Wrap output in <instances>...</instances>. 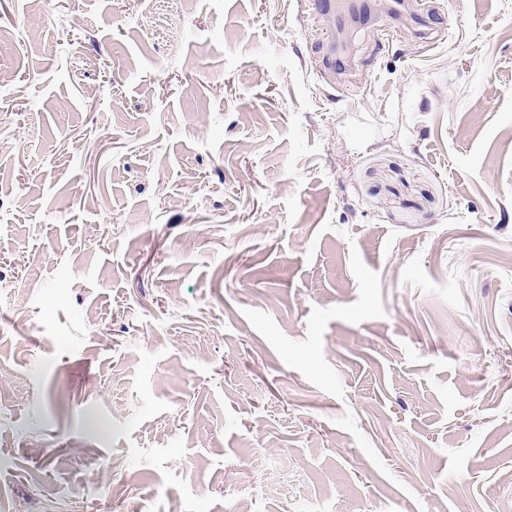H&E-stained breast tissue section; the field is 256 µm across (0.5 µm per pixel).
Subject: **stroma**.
<instances>
[{
	"mask_svg": "<svg viewBox=\"0 0 512 512\" xmlns=\"http://www.w3.org/2000/svg\"><path fill=\"white\" fill-rule=\"evenodd\" d=\"M383 2L0 0V512H512V0Z\"/></svg>",
	"mask_w": 512,
	"mask_h": 512,
	"instance_id": "stroma-1",
	"label": "stroma"
}]
</instances>
